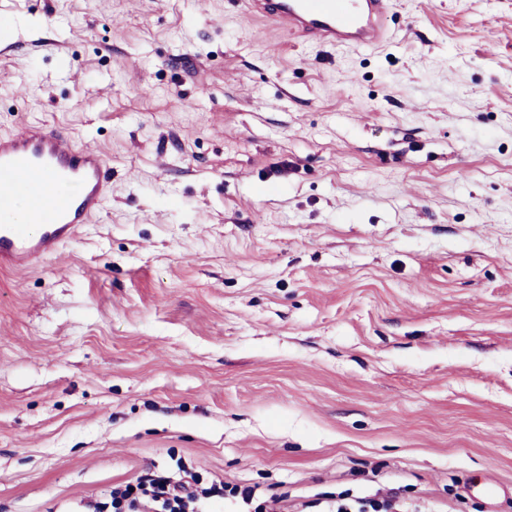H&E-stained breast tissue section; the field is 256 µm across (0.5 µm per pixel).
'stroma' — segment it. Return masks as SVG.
Masks as SVG:
<instances>
[{
  "label": "stroma",
  "mask_w": 512,
  "mask_h": 512,
  "mask_svg": "<svg viewBox=\"0 0 512 512\" xmlns=\"http://www.w3.org/2000/svg\"><path fill=\"white\" fill-rule=\"evenodd\" d=\"M240 0H0V137L101 151L90 226L0 271V512L147 469L327 512L512 485V0L341 51Z\"/></svg>",
  "instance_id": "obj_1"
}]
</instances>
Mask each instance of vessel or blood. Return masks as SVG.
I'll return each instance as SVG.
<instances>
[{
  "label": "vessel or blood",
  "mask_w": 512,
  "mask_h": 512,
  "mask_svg": "<svg viewBox=\"0 0 512 512\" xmlns=\"http://www.w3.org/2000/svg\"><path fill=\"white\" fill-rule=\"evenodd\" d=\"M394 0H244L243 26L262 18L289 37L342 50L390 38ZM98 151L44 124L0 137V269L28 270L73 240L100 211L110 183Z\"/></svg>",
  "instance_id": "obj_1"
}]
</instances>
